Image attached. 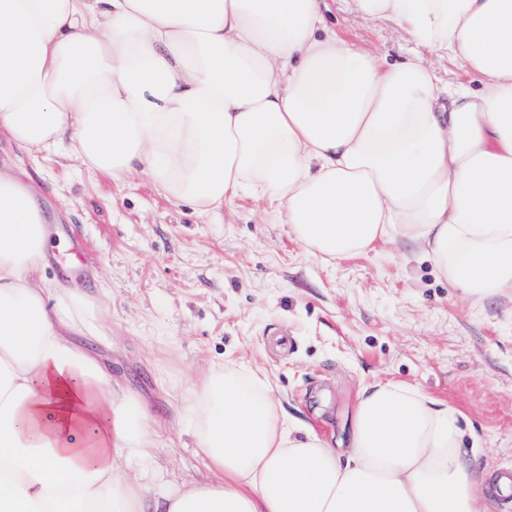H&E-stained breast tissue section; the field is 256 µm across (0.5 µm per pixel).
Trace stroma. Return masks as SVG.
Segmentation results:
<instances>
[{
  "mask_svg": "<svg viewBox=\"0 0 512 512\" xmlns=\"http://www.w3.org/2000/svg\"><path fill=\"white\" fill-rule=\"evenodd\" d=\"M329 8L356 47L393 59L412 51L392 23L362 19L344 0ZM0 162L44 186L50 226L71 245L51 258L47 278L110 286L108 333L91 344L160 420L169 479L207 470L168 383L190 386L230 362L263 371L287 419L344 441L361 387L419 388L460 411L463 448L479 468L512 466L511 300L471 306L400 241L323 262L247 199L204 218L139 175L115 184L4 141Z\"/></svg>",
  "mask_w": 512,
  "mask_h": 512,
  "instance_id": "35a3bbf8",
  "label": "stroma"
}]
</instances>
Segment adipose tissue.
Returning a JSON list of instances; mask_svg holds the SVG:
<instances>
[{
  "label": "adipose tissue",
  "mask_w": 512,
  "mask_h": 512,
  "mask_svg": "<svg viewBox=\"0 0 512 512\" xmlns=\"http://www.w3.org/2000/svg\"><path fill=\"white\" fill-rule=\"evenodd\" d=\"M351 3L415 52L360 51L325 0H0V137L205 217L250 197L315 258L398 237L472 305L512 298V0ZM434 57L478 88L441 90ZM50 247L0 169V512H484L448 402L365 386L336 448L242 366L182 391L209 475L166 481L146 401L83 342L107 289L52 287Z\"/></svg>",
  "instance_id": "1"
}]
</instances>
